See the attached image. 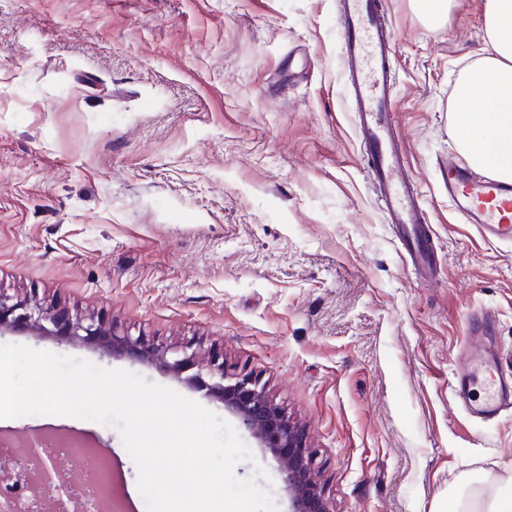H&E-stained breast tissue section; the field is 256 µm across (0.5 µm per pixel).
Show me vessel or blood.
<instances>
[{
	"label": "vessel or blood",
	"instance_id": "vessel-or-blood-1",
	"mask_svg": "<svg viewBox=\"0 0 512 512\" xmlns=\"http://www.w3.org/2000/svg\"><path fill=\"white\" fill-rule=\"evenodd\" d=\"M337 31L343 80L367 151L371 186L415 275L431 281L437 265L426 231L427 210L407 174L394 118V29L381 0H338ZM446 170L451 207L484 239L512 244V180L476 174L454 153L448 156ZM501 365L497 351L479 344L457 373L453 396L472 416L495 418L512 408V373H503Z\"/></svg>",
	"mask_w": 512,
	"mask_h": 512
}]
</instances>
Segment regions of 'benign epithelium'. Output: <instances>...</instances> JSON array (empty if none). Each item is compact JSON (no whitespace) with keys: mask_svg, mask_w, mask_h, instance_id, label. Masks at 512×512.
Here are the masks:
<instances>
[{"mask_svg":"<svg viewBox=\"0 0 512 512\" xmlns=\"http://www.w3.org/2000/svg\"><path fill=\"white\" fill-rule=\"evenodd\" d=\"M5 332L89 343L108 355L155 367L178 380L184 372L195 370L188 382L221 402L224 410L271 453L288 491L289 512H336L304 428L279 406L258 376L230 368L223 354L206 352L191 340L168 345L141 334L133 336L97 317L49 306L33 295L0 292V334ZM40 477L53 495V509L66 507L71 499L72 477L49 461L43 464Z\"/></svg>","mask_w":512,"mask_h":512,"instance_id":"benign-epithelium-1","label":"benign epithelium"}]
</instances>
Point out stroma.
Here are the masks:
<instances>
[{
  "instance_id": "1",
  "label": "stroma",
  "mask_w": 512,
  "mask_h": 512,
  "mask_svg": "<svg viewBox=\"0 0 512 512\" xmlns=\"http://www.w3.org/2000/svg\"><path fill=\"white\" fill-rule=\"evenodd\" d=\"M483 0L426 21L384 0L395 113L425 198L438 276L419 282L373 194L342 79L335 0H0V290L34 292L129 333L199 339L257 373L304 424L336 512H435L463 473L512 478V415L451 395L466 320L491 313L512 350V247L448 203L456 91L484 44ZM0 344L121 368L216 415L156 369L91 346ZM85 436L145 512L117 429L30 415ZM279 512L271 455L245 438Z\"/></svg>"
}]
</instances>
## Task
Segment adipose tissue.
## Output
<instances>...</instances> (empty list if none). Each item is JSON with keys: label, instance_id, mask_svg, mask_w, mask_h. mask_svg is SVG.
Instances as JSON below:
<instances>
[{"label": "adipose tissue", "instance_id": "adipose-tissue-1", "mask_svg": "<svg viewBox=\"0 0 512 512\" xmlns=\"http://www.w3.org/2000/svg\"><path fill=\"white\" fill-rule=\"evenodd\" d=\"M481 56L457 89L460 149L474 166L512 179V0H483ZM448 512H512V486L466 478Z\"/></svg>", "mask_w": 512, "mask_h": 512}]
</instances>
